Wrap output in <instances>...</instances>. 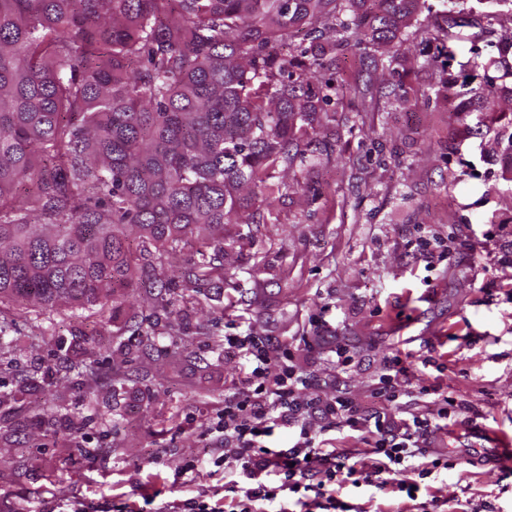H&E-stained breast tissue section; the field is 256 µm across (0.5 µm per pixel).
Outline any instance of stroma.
Returning <instances> with one entry per match:
<instances>
[{
	"label": "stroma",
	"instance_id": "stroma-1",
	"mask_svg": "<svg viewBox=\"0 0 512 512\" xmlns=\"http://www.w3.org/2000/svg\"><path fill=\"white\" fill-rule=\"evenodd\" d=\"M418 24L449 9L458 25L452 72L472 73L495 50L476 46L481 28L512 24L495 0H427ZM408 100L389 112L345 101L313 137V164L280 172L288 183L265 224L262 196L224 227V253L205 283L184 274L177 301L137 289L134 305L101 322L70 309L23 313L0 307V512H58L77 497L97 506L113 489L134 495L145 481L165 499L187 458L201 465L191 484L209 491L208 434L245 359L224 354L228 329L269 336L291 349L300 369L330 398L347 392L378 406L376 382L389 357L415 362L411 405L422 387H447L457 421L429 437L434 453L457 462L432 481L444 512H512V470L483 465L490 441L475 426L512 438V173L492 136L472 134L476 113L414 67ZM428 105H420L422 96ZM430 231L448 241L447 263L431 267L408 243ZM325 316L330 331L310 327ZM151 333L145 347L138 336ZM348 344L349 373L331 368L333 341ZM433 365H425V358ZM96 456L86 461L84 447Z\"/></svg>",
	"mask_w": 512,
	"mask_h": 512
}]
</instances>
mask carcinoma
I'll list each match as a JSON object with an SVG mask.
<instances>
[{
  "label": "carcinoma",
  "instance_id": "carcinoma-1",
  "mask_svg": "<svg viewBox=\"0 0 512 512\" xmlns=\"http://www.w3.org/2000/svg\"><path fill=\"white\" fill-rule=\"evenodd\" d=\"M424 0H0V304L114 314L130 288H168L169 257L272 206L279 168L310 162V136L350 96L399 101L384 77ZM453 22L419 28L423 67L448 75ZM301 41L283 55L295 34ZM458 112L496 115L512 163V27ZM363 51L362 84L324 78ZM138 235L131 245L127 231Z\"/></svg>",
  "mask_w": 512,
  "mask_h": 512
}]
</instances>
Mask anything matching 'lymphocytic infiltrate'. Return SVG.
<instances>
[{
  "mask_svg": "<svg viewBox=\"0 0 512 512\" xmlns=\"http://www.w3.org/2000/svg\"><path fill=\"white\" fill-rule=\"evenodd\" d=\"M224 353L245 357L250 372L225 393L210 427L219 442L211 457L212 493L171 501L157 489L137 501L117 493L105 512H361L345 500L349 489L402 493L417 502V512H436L434 500L418 495L455 463L433 456L426 440L448 428L457 404L442 391L410 418H397L393 409L408 394L411 360L389 359L376 388L384 405L369 411L344 394L322 398L292 352L270 338L230 333ZM282 427L291 434L288 445L270 447ZM332 431L360 432L363 445L333 447L326 438Z\"/></svg>",
  "mask_w": 512,
  "mask_h": 512,
  "instance_id": "lymphocytic-infiltrate-1",
  "label": "lymphocytic infiltrate"
}]
</instances>
